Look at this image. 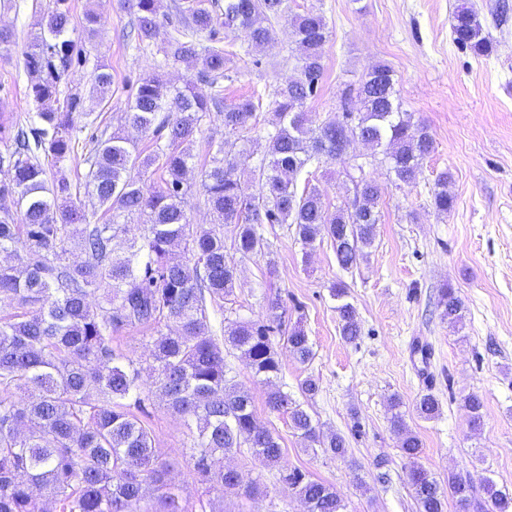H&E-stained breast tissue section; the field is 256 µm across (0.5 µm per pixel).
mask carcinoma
Here are the masks:
<instances>
[{
  "instance_id": "obj_1",
  "label": "carcinoma",
  "mask_w": 512,
  "mask_h": 512,
  "mask_svg": "<svg viewBox=\"0 0 512 512\" xmlns=\"http://www.w3.org/2000/svg\"><path fill=\"white\" fill-rule=\"evenodd\" d=\"M141 42L161 26L159 0H128ZM188 28L173 38L165 55L201 64L199 78L212 93L204 95L188 82L169 87L157 75L140 79L125 112L129 125L153 137L155 150L135 151L120 131L101 132L89 150L88 193L112 212L107 224H91L84 211L69 203L71 184L61 175L50 181L39 160L43 151L60 162L74 152L81 96L62 94L61 80L83 56V44L72 38L70 0H50L47 11L24 45L29 97L35 105L34 125L0 121V200H15L21 216L0 206V512H47L44 496L60 512H206L203 499H191L171 476V466L155 452L145 422L155 401L180 417L191 432L183 456L207 489L254 496L257 481L243 483L241 474L225 469L224 455L250 449L265 466L280 462L282 448L274 430L258 420L249 390L229 378L224 347L240 358L266 384L281 368L270 333L281 329L280 299L269 303L265 321H231L217 337L208 303L233 294L237 269L224 253V229L234 235L236 251L249 256L262 250L265 224H289L305 244L330 239L340 267L348 270L367 255L379 223L385 188L367 180L351 200L329 208L321 192L298 187L297 176L335 156L337 145L357 137L381 150L382 163L394 180L411 184L423 161L435 152L427 127L405 112L398 100L392 70L378 64L358 80L359 108L321 122L305 110L324 77L323 47L329 28L324 15L288 14L287 0H212L209 6L186 7ZM291 30L296 75L275 91L272 128L264 157L251 170V183L241 181L251 153L240 136L262 107V97H246L221 105L220 81L228 77L233 55L220 46L202 44L219 30L242 35L263 48L276 36L274 23ZM453 41L461 48L487 54L491 44L471 4L457 7ZM112 74L100 66L93 87L101 96ZM221 109L224 140L208 143L209 163L200 169L211 227L196 230L185 208L186 177L195 167L191 151L201 123ZM165 172L163 187L146 189L141 177L156 163ZM451 175H439L434 205L453 207L448 192ZM144 225L140 238L114 242L127 234L131 219ZM82 255L72 260L69 254ZM194 261L190 272L188 261ZM346 286L337 283L331 296L341 336L353 342L361 328L354 305L345 301ZM441 317L450 324L462 319L455 290H439ZM139 328L150 332L149 359L141 364L115 351L112 334ZM292 357L307 363L313 348L304 330L287 333ZM267 407L288 419L306 446L344 455L345 439L320 436L311 416L288 393L274 388ZM418 413L431 418L438 399L424 394ZM391 425L400 448L414 458L422 447L404 423L401 402H390ZM418 512H445L448 499L457 512H512V493L489 481L485 498L474 495L468 480L448 475L442 486L419 465L407 473ZM307 512H344L336 489L299 469L282 476Z\"/></svg>"
}]
</instances>
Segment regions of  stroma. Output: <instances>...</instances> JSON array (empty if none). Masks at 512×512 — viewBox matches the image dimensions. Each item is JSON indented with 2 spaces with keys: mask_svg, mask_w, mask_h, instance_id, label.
I'll use <instances>...</instances> for the list:
<instances>
[{
  "mask_svg": "<svg viewBox=\"0 0 512 512\" xmlns=\"http://www.w3.org/2000/svg\"><path fill=\"white\" fill-rule=\"evenodd\" d=\"M470 2L491 42L484 56L453 41L458 0H288L290 13L320 12L329 27L324 80L307 100V111L321 119L334 115L346 88L383 63L393 71L403 109L425 122L436 149L412 184L392 181L379 154L360 143L345 160L325 159L303 171L300 183L319 189L334 206L352 197L349 174L355 165L385 186L374 243L367 259L351 269L339 267L329 239L306 245L281 224L263 225L262 252L246 258L236 252L232 233H225L226 259L238 277L233 295L210 305L211 324L264 319L269 300L281 299L285 328L301 325L314 356L298 363L283 334H274L278 383L323 434L345 438L347 453L334 457L307 450L287 419L268 411L266 384L254 378L237 351L226 350L231 376L250 390L260 421L281 437L283 455L278 465L266 467L250 449L240 448L224 463L244 481L260 480L265 494L206 493L182 455L190 440L180 419L159 404L147 419L157 454L173 467V480L191 497L208 494L210 512H305L281 481L283 472L294 468L335 487L345 512H418L406 481L415 463L442 481L454 472L477 489L490 478L512 491V0ZM48 4L0 0V28L14 32L18 42L11 55L0 58V104L5 119L22 124L33 105L20 47ZM186 5V0H161L158 35L137 45L125 38L135 16L124 0H71L75 24H82L89 10L101 18L82 63L63 83L82 95V137L98 128L123 127L128 99L144 75H159L178 87L194 81L209 93V86L197 81V64L173 62L164 54L184 25ZM275 29V40L260 50L239 35L221 38V47L234 55L232 77L223 83L225 101L269 95L293 76L288 31L280 23ZM102 64L112 73V94L104 100L92 91ZM45 169L66 175L72 201L91 222L110 221L85 193L88 167L82 153L57 165L46 162ZM443 172L452 176L454 207L448 213L433 203L434 184ZM339 280L361 321L362 333L352 343L340 334L330 295ZM446 284L464 305L454 326L442 320L438 307ZM308 377L319 385L311 396L301 390ZM427 392L440 403L439 415L430 420L415 411ZM394 395L403 402L409 430L422 442L417 459L403 453L391 427L388 403ZM471 395L484 404L477 429L464 404Z\"/></svg>",
  "mask_w": 512,
  "mask_h": 512,
  "instance_id": "35a3bbf8",
  "label": "stroma"
}]
</instances>
